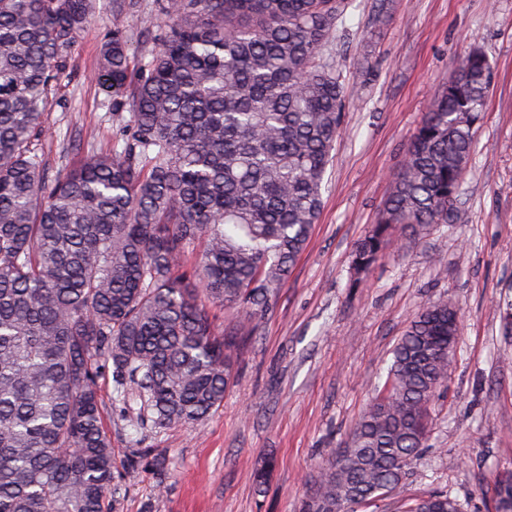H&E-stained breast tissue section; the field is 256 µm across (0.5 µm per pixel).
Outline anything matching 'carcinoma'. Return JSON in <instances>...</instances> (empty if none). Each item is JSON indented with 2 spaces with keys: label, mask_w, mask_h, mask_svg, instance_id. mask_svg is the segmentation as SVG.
<instances>
[{
  "label": "carcinoma",
  "mask_w": 512,
  "mask_h": 512,
  "mask_svg": "<svg viewBox=\"0 0 512 512\" xmlns=\"http://www.w3.org/2000/svg\"><path fill=\"white\" fill-rule=\"evenodd\" d=\"M96 2L0 0V512H104L119 498L97 387L106 372L114 405H136V423L155 431L224 402L319 220L344 121L332 38L353 0H163L137 67L126 28L112 26L102 46L97 79L131 116L121 150L49 181L44 115ZM141 8L112 0L120 16ZM492 74L471 47L414 133L356 270L378 260L396 225L454 219ZM224 306L248 320L220 335ZM458 329L451 295L415 316L304 512L372 506L400 488ZM400 509L462 505L438 492Z\"/></svg>",
  "instance_id": "obj_1"
}]
</instances>
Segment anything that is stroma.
Here are the masks:
<instances>
[{
  "label": "stroma",
  "instance_id": "35a3bbf8",
  "mask_svg": "<svg viewBox=\"0 0 512 512\" xmlns=\"http://www.w3.org/2000/svg\"><path fill=\"white\" fill-rule=\"evenodd\" d=\"M380 5L387 18L374 31ZM157 19L154 0H143L142 21ZM142 21H120L111 0H97L45 115L48 176L111 149L120 124L92 74L113 25L125 24L134 56L149 50ZM475 45L494 71L456 218L417 233L396 226L376 264L357 272L355 247L414 130ZM333 46L345 59L347 109L323 209L223 403L199 422L137 431L112 404L110 375L98 380L113 447L143 457L106 512H301L316 466L342 448L383 383L392 347L446 294L460 312L447 390L430 407L426 446L398 497L445 491L463 512H492L498 475L512 471V0H354ZM68 131L79 147L64 141ZM398 497L378 512H395Z\"/></svg>",
  "mask_w": 512,
  "mask_h": 512
}]
</instances>
